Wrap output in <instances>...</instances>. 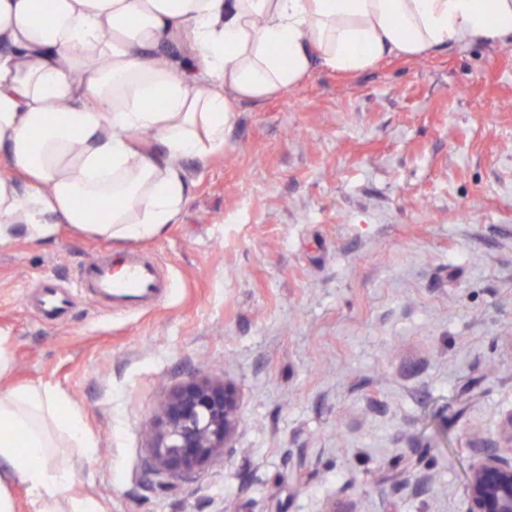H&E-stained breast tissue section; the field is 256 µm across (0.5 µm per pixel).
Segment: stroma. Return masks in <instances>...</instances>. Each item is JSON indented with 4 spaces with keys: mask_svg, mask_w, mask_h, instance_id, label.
<instances>
[{
    "mask_svg": "<svg viewBox=\"0 0 512 512\" xmlns=\"http://www.w3.org/2000/svg\"><path fill=\"white\" fill-rule=\"evenodd\" d=\"M186 176L177 223L132 245L171 282L157 307L73 291L95 252L124 251L70 225L0 248L8 382L62 390L96 443L62 454L72 493L103 512H465L475 450L512 413V44L314 63L237 104ZM45 274L69 289L55 320L25 301ZM193 377L237 390L234 449L150 474L145 427ZM403 457L430 493L390 487Z\"/></svg>",
    "mask_w": 512,
    "mask_h": 512,
    "instance_id": "35a3bbf8",
    "label": "stroma"
}]
</instances>
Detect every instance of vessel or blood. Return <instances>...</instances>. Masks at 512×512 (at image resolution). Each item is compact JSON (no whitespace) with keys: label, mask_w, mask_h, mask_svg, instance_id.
<instances>
[{"label":"vessel or blood","mask_w":512,"mask_h":512,"mask_svg":"<svg viewBox=\"0 0 512 512\" xmlns=\"http://www.w3.org/2000/svg\"><path fill=\"white\" fill-rule=\"evenodd\" d=\"M78 286L95 304L113 303L132 309L152 305L168 289V283L157 266L135 252L118 262L102 252L92 255L83 269ZM38 288L37 311L48 318L61 317L68 307L67 296L55 287L47 275L43 276Z\"/></svg>","instance_id":"obj_1"}]
</instances>
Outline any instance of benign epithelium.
Segmentation results:
<instances>
[{
  "label": "benign epithelium",
  "mask_w": 512,
  "mask_h": 512,
  "mask_svg": "<svg viewBox=\"0 0 512 512\" xmlns=\"http://www.w3.org/2000/svg\"><path fill=\"white\" fill-rule=\"evenodd\" d=\"M240 422L239 395L215 381H191L163 404L150 429V455L158 473L182 477L233 449ZM502 446L480 449L465 488L466 512H512V414Z\"/></svg>",
  "instance_id": "1"
}]
</instances>
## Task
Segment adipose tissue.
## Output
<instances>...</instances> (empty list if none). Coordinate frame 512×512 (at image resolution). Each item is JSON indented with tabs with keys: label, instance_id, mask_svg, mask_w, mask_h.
I'll return each mask as SVG.
<instances>
[{
	"label": "adipose tissue",
	"instance_id": "1",
	"mask_svg": "<svg viewBox=\"0 0 512 512\" xmlns=\"http://www.w3.org/2000/svg\"><path fill=\"white\" fill-rule=\"evenodd\" d=\"M511 38L512 0H0V246L62 224L117 245L160 236L188 198L185 160L223 149L235 103L292 88L314 62L355 73ZM62 443L94 446L62 391L0 389V512H15L17 480L37 512H100L71 495Z\"/></svg>",
	"mask_w": 512,
	"mask_h": 512
}]
</instances>
